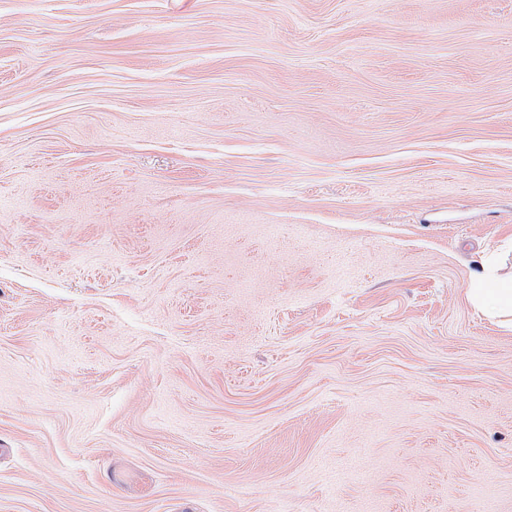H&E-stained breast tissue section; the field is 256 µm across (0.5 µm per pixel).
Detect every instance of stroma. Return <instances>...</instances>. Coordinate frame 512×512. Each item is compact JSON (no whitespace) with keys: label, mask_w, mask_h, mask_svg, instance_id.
I'll return each instance as SVG.
<instances>
[{"label":"stroma","mask_w":512,"mask_h":512,"mask_svg":"<svg viewBox=\"0 0 512 512\" xmlns=\"http://www.w3.org/2000/svg\"><path fill=\"white\" fill-rule=\"evenodd\" d=\"M488 255L512 0H0V512H512ZM481 270L467 289L471 304L491 318L512 324V276L496 273L488 260H481Z\"/></svg>","instance_id":"obj_1"}]
</instances>
